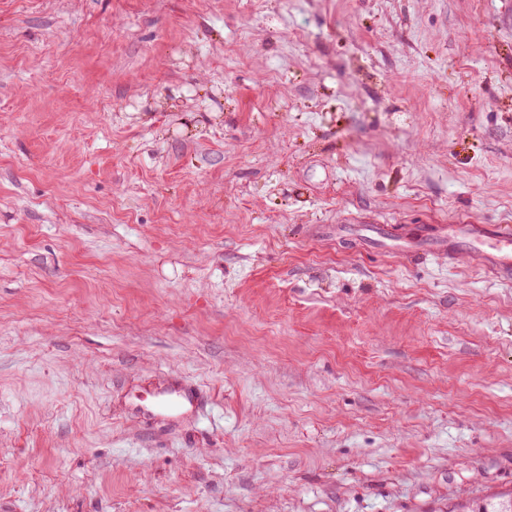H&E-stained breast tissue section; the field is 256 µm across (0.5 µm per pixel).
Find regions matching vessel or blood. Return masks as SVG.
Instances as JSON below:
<instances>
[{
  "label": "vessel or blood",
  "instance_id": "obj_1",
  "mask_svg": "<svg viewBox=\"0 0 512 512\" xmlns=\"http://www.w3.org/2000/svg\"><path fill=\"white\" fill-rule=\"evenodd\" d=\"M463 237H493V251L481 253L480 259L493 275L507 279L512 277V230L488 228L482 224H460L456 227ZM205 404V392L201 386L173 378L159 384L151 398H134L131 406L136 414L159 419H174L187 415H201Z\"/></svg>",
  "mask_w": 512,
  "mask_h": 512
}]
</instances>
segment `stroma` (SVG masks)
Segmentation results:
<instances>
[{"label": "stroma", "instance_id": "1", "mask_svg": "<svg viewBox=\"0 0 512 512\" xmlns=\"http://www.w3.org/2000/svg\"><path fill=\"white\" fill-rule=\"evenodd\" d=\"M458 224L512 226V0H0V512L512 493ZM171 372L222 421L128 411Z\"/></svg>", "mask_w": 512, "mask_h": 512}]
</instances>
